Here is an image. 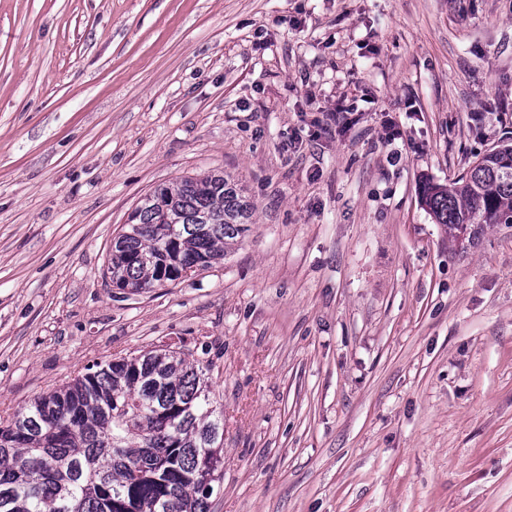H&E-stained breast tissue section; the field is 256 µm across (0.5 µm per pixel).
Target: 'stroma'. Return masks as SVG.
Masks as SVG:
<instances>
[{
  "instance_id": "stroma-1",
  "label": "stroma",
  "mask_w": 512,
  "mask_h": 512,
  "mask_svg": "<svg viewBox=\"0 0 512 512\" xmlns=\"http://www.w3.org/2000/svg\"><path fill=\"white\" fill-rule=\"evenodd\" d=\"M512 131V0H0V419L85 365L211 361L210 512H512V225L421 182ZM238 177L221 264L132 292L156 186Z\"/></svg>"
}]
</instances>
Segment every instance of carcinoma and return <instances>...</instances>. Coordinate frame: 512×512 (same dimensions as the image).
I'll use <instances>...</instances> for the list:
<instances>
[{"instance_id": "obj_1", "label": "carcinoma", "mask_w": 512, "mask_h": 512, "mask_svg": "<svg viewBox=\"0 0 512 512\" xmlns=\"http://www.w3.org/2000/svg\"><path fill=\"white\" fill-rule=\"evenodd\" d=\"M421 200L457 242L512 224V136ZM253 204L228 173L147 193L109 252L107 273L135 292L224 259ZM207 371L169 347L98 362L0 421V512H210L223 476L224 420Z\"/></svg>"}]
</instances>
